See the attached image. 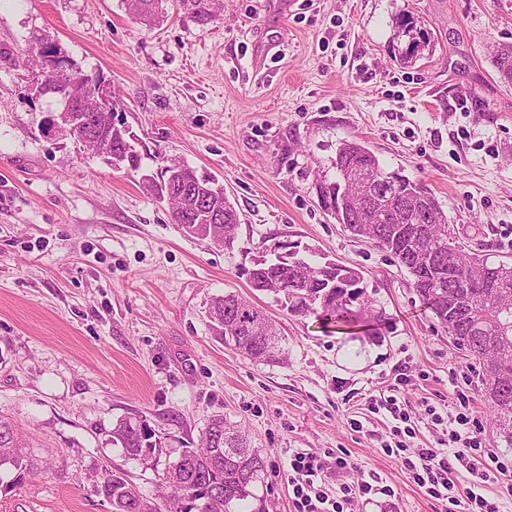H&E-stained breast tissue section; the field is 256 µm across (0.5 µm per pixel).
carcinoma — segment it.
<instances>
[{"instance_id": "1", "label": "carcinoma", "mask_w": 512, "mask_h": 512, "mask_svg": "<svg viewBox=\"0 0 512 512\" xmlns=\"http://www.w3.org/2000/svg\"><path fill=\"white\" fill-rule=\"evenodd\" d=\"M163 0H126L129 11L150 28L165 18ZM176 9L197 25H208L214 16L212 0H173ZM401 30L409 37L401 60L413 58L421 46L411 19L403 18ZM64 52L45 42L34 51L15 55L0 50V60L10 65L33 61L46 69L48 92L64 96L79 79L86 83L100 78L71 63L64 68L48 60ZM494 66L500 79L512 84V46L497 50ZM127 130L113 128L112 155L136 171L141 157L129 153ZM336 180L318 184L319 207L333 216L353 236L367 239L389 251L412 277V284L454 346L479 361L477 389L487 402L499 430L512 443V265L492 263L486 255L462 249L454 227L438 199L422 185L397 172L385 171L377 156L356 140L342 142L333 161ZM360 172L370 179H386L375 188L374 199L361 207L349 200L355 188H342L345 174ZM166 189L164 202L176 224H195V237L213 239L204 227L207 214L224 217L219 225L221 244L233 247L238 238L239 215L212 179L189 166L170 176L160 173ZM298 276L274 258L240 268L250 286L271 294L282 308L307 316V298H325L320 319L339 330L362 327L372 333L369 307H354L362 297V272L332 261L302 260ZM213 336L246 359L284 363L283 337L274 321L259 306L234 292L212 300ZM145 426L120 422L112 429V441L134 459L146 457L153 448ZM38 467L25 453V443L10 422L0 418V491H11L35 477ZM267 474L265 460L250 447L245 433L221 414L212 416L196 448H184L162 474L161 497L145 498L121 474H109L96 487L112 512H263L251 507L258 500L256 489Z\"/></svg>"}]
</instances>
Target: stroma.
Here are the masks:
<instances>
[{
  "mask_svg": "<svg viewBox=\"0 0 512 512\" xmlns=\"http://www.w3.org/2000/svg\"><path fill=\"white\" fill-rule=\"evenodd\" d=\"M278 2L223 0L207 27L171 15L149 28L121 0H0V49L57 41L103 73L141 155L131 173L45 133L60 104L31 93L33 72L0 65V416L45 464L0 493V512H111L93 480L116 471L154 497L217 413L266 461L265 512H297L295 450L324 460L329 496L391 487L351 512H448L385 447L447 448L463 397L512 470V446L472 384L477 360L454 347L408 272L317 198L339 143L358 140L425 186L466 248L512 264V85L493 58L512 44V0ZM406 16L425 41L404 65ZM171 160L223 185L240 219L233 249L184 234L143 189L141 172ZM278 240L359 268L379 334L333 332L250 288L240 268ZM227 292L280 325L285 363L244 359L212 337L206 311ZM391 395L407 421L372 412ZM120 420L152 430L145 460L113 444Z\"/></svg>",
  "mask_w": 512,
  "mask_h": 512,
  "instance_id": "35a3bbf8",
  "label": "stroma"
}]
</instances>
